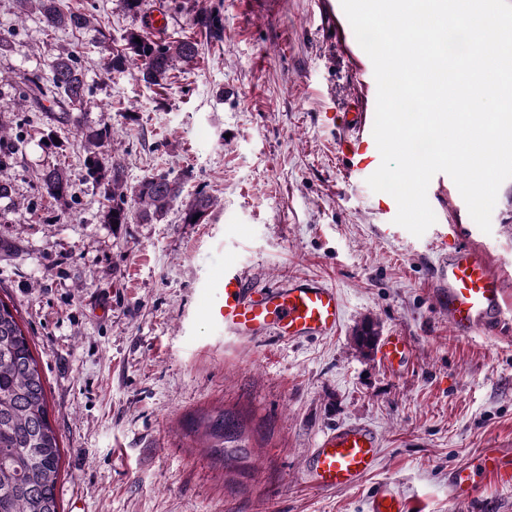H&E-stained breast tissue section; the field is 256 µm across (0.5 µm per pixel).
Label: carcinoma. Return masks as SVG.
<instances>
[{"instance_id": "obj_1", "label": "carcinoma", "mask_w": 512, "mask_h": 512, "mask_svg": "<svg viewBox=\"0 0 512 512\" xmlns=\"http://www.w3.org/2000/svg\"><path fill=\"white\" fill-rule=\"evenodd\" d=\"M121 4L135 24L118 38L99 29L100 43L108 51L107 71L123 73L133 66L145 83L162 86L173 78L176 63H190L200 55L199 43L192 37H155L148 30L144 0H121ZM18 10L21 15L38 11L50 32H76L89 24L86 14L66 7L62 0H19ZM194 23L207 42L224 41L219 13L201 7ZM50 72L48 81L37 71L24 74L18 82L19 96L29 106L48 112L51 122L74 125V112L89 94L85 74L71 53L59 50L51 57ZM45 101L50 107H44ZM82 135L87 180L103 189L100 221L127 224L134 213L143 224L163 220L181 197L183 182L159 174L130 187L124 162L114 152L112 127L84 129ZM40 191L55 202L67 201L71 192L67 172L55 167L44 171ZM211 206V198L197 192L184 209V223H201ZM193 425L205 426L213 457L225 463L247 457L244 426L235 414L220 409ZM61 459L57 428L49 418L45 377L18 315L0 298V512H59Z\"/></svg>"}]
</instances>
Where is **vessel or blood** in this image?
Here are the masks:
<instances>
[{
    "mask_svg": "<svg viewBox=\"0 0 512 512\" xmlns=\"http://www.w3.org/2000/svg\"><path fill=\"white\" fill-rule=\"evenodd\" d=\"M345 135L338 146L356 162L357 169H376L379 151L373 137L374 120L368 111L341 113ZM435 276L448 323L456 333L489 334L512 316L501 283L484 257L468 245L441 238ZM222 298L210 309L224 325L225 334L259 338L274 332L291 342L332 336L344 317L341 295L332 285L313 279H295L274 288L250 286L237 266L228 264L220 278ZM385 367L397 370L408 363L411 343L389 336L379 347ZM378 460V438L368 427L347 425L324 433L311 449L307 476L319 492H336L358 485ZM512 488V449L486 448L476 462L460 466L452 476L455 497L473 496L482 479Z\"/></svg>",
    "mask_w": 512,
    "mask_h": 512,
    "instance_id": "vessel-or-blood-1",
    "label": "vessel or blood"
}]
</instances>
